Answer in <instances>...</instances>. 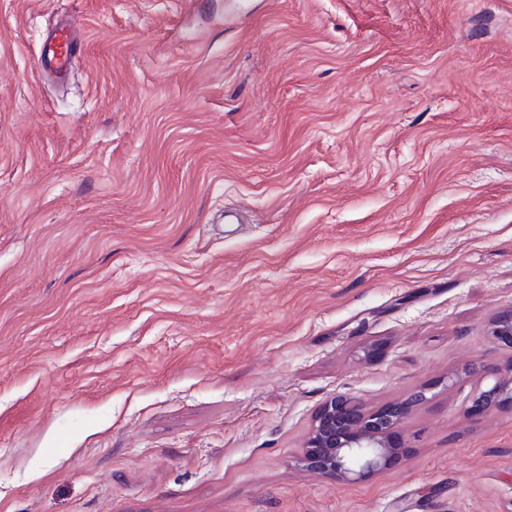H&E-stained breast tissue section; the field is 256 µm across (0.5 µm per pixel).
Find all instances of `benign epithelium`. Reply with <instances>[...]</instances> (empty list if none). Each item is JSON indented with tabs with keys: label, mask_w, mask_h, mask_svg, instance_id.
Returning a JSON list of instances; mask_svg holds the SVG:
<instances>
[{
	"label": "benign epithelium",
	"mask_w": 512,
	"mask_h": 512,
	"mask_svg": "<svg viewBox=\"0 0 512 512\" xmlns=\"http://www.w3.org/2000/svg\"><path fill=\"white\" fill-rule=\"evenodd\" d=\"M493 334L512 342V310L495 320ZM482 372L493 383L477 390L472 407L482 412L512 407V364ZM422 398L420 391L401 403L364 412L349 396L333 395L315 413L306 448L296 462L332 481L358 480L390 467L402 455L393 436L407 410Z\"/></svg>",
	"instance_id": "benign-epithelium-1"
}]
</instances>
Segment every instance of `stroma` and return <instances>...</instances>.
<instances>
[{
  "label": "stroma",
  "mask_w": 512,
  "mask_h": 512,
  "mask_svg": "<svg viewBox=\"0 0 512 512\" xmlns=\"http://www.w3.org/2000/svg\"><path fill=\"white\" fill-rule=\"evenodd\" d=\"M510 308L512 0H0V512H512ZM51 36L52 40L42 52L41 72L52 75L58 81H65L75 57L74 47L77 41L71 37L67 24L61 25ZM482 372L484 378H493V383L477 390L472 407L482 412L506 405L512 408V363L505 368L483 367ZM416 394L364 412L354 407L352 398L336 393L315 413L306 448L296 462L332 481L358 480L390 467L402 455L393 436L407 410L425 397Z\"/></svg>",
  "instance_id": "35a3bbf8"
}]
</instances>
